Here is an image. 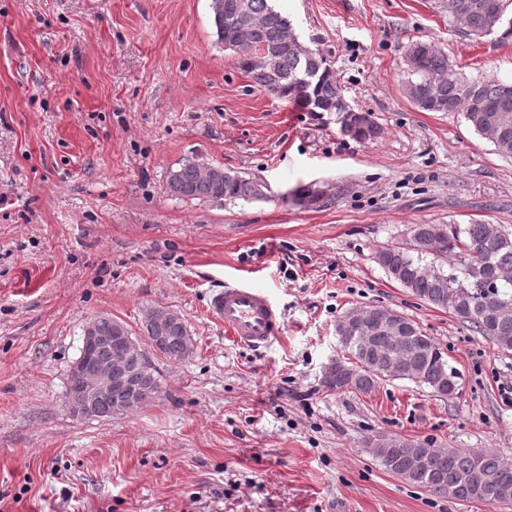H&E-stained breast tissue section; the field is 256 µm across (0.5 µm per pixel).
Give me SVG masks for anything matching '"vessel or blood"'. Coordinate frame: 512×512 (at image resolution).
Returning <instances> with one entry per match:
<instances>
[{
	"label": "vessel or blood",
	"mask_w": 512,
	"mask_h": 512,
	"mask_svg": "<svg viewBox=\"0 0 512 512\" xmlns=\"http://www.w3.org/2000/svg\"><path fill=\"white\" fill-rule=\"evenodd\" d=\"M208 309L234 341L248 347L266 346L282 335L285 326L270 296L244 279L213 291Z\"/></svg>",
	"instance_id": "obj_1"
}]
</instances>
